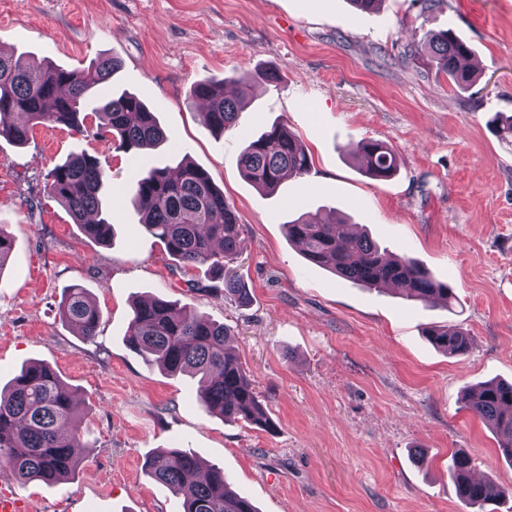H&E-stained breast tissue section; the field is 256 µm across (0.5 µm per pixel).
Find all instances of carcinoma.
<instances>
[{"instance_id": "cac0c4a2", "label": "carcinoma", "mask_w": 512, "mask_h": 512, "mask_svg": "<svg viewBox=\"0 0 512 512\" xmlns=\"http://www.w3.org/2000/svg\"><path fill=\"white\" fill-rule=\"evenodd\" d=\"M410 56L427 55L448 82L464 88L478 75L466 65L474 55L468 42L451 29L425 31L423 41L408 49ZM121 68L112 57H98L80 69L46 63L30 68L21 59L0 55V139L22 145L33 126H64L82 135L94 116L97 131L112 135L116 149L139 153L160 147L168 136L143 100L123 91L104 95ZM239 80L276 83L272 67L220 80L203 79L190 89L191 105L202 103V122L222 134L235 128L241 103L224 94V85ZM92 98L100 99L86 112ZM365 174L375 180L390 178L399 159L386 143L365 140L357 146ZM237 165L256 188L275 191L285 175L310 172L307 150L283 123L273 124L240 149ZM178 175L164 167H144L133 176L131 191L142 229L156 238L168 255L184 266L206 267L210 288L224 291L239 303L247 302L242 281L229 274L226 261L243 251V226L233 206L211 175L192 163H181ZM108 181L99 159L86 152L56 165L48 174L47 193L64 206L84 233L106 244L112 237L110 216L103 207ZM288 239L308 261L332 269L360 286L386 289L397 286L407 299L452 308L456 296L447 284L408 256H389L368 235L343 218H323L305 212L286 224ZM61 321L88 339L97 335L101 312L86 288H67L59 307ZM230 327L195 315L177 303L159 297L136 300L125 336L127 346L151 365L198 380L199 399L207 412L230 422L270 428L254 384L236 355L225 347ZM430 341L446 353L463 357L470 352V334L448 326L428 330ZM466 407L498 437L501 455L512 461V382L492 381L471 389ZM83 421L76 413L75 391L52 365L32 361L0 391V463L9 465L24 481L56 485L69 479L80 459ZM152 478L166 485L180 500L179 512H257L254 504L230 488L224 470H199L196 457L186 450L158 449L146 462ZM473 462L463 453L450 459L458 498L471 512L512 499V485L471 476Z\"/></svg>"}]
</instances>
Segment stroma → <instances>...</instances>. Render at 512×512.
<instances>
[{
  "label": "stroma",
  "mask_w": 512,
  "mask_h": 512,
  "mask_svg": "<svg viewBox=\"0 0 512 512\" xmlns=\"http://www.w3.org/2000/svg\"><path fill=\"white\" fill-rule=\"evenodd\" d=\"M415 0L357 12L349 0H0V51L25 62L87 66L121 59L112 90L138 94L168 132L147 155L64 127H34L26 145L0 139V228L13 250L0 271V387L22 364L49 362L81 397L89 429L66 482L21 483L0 465V492L22 512H178L149 477L155 449L223 468L258 512H466L448 463L512 484L493 431L465 406V387L512 382V0H441L421 23ZM452 28L479 75L449 85L409 58L426 28ZM272 67L277 84L246 87L237 126L217 135L186 98L198 79ZM284 122L311 158L307 175L267 194L241 174L245 137ZM388 143L397 173L376 181L350 149ZM97 156L108 175L114 236L96 243L45 190L68 155ZM206 169L234 205L247 246L228 264L246 304L208 290L138 224L127 194L144 165ZM336 211L391 255L412 257L456 293L453 311L371 290L310 263L285 233L305 212ZM87 288L102 322L88 341L57 306ZM160 297L231 327L274 431L209 414L197 385L124 342L131 304ZM467 330L472 349H438L430 328Z\"/></svg>",
  "instance_id": "obj_1"
}]
</instances>
